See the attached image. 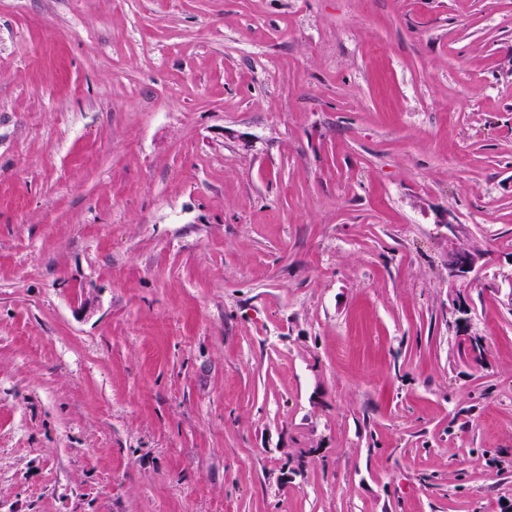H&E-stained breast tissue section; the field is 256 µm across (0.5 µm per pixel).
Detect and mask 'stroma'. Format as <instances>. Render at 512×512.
Returning a JSON list of instances; mask_svg holds the SVG:
<instances>
[{"mask_svg": "<svg viewBox=\"0 0 512 512\" xmlns=\"http://www.w3.org/2000/svg\"><path fill=\"white\" fill-rule=\"evenodd\" d=\"M0 512H512V0H0ZM452 254L453 260L448 265V277L454 280L467 278L482 257L479 251L465 245L456 246Z\"/></svg>", "mask_w": 512, "mask_h": 512, "instance_id": "obj_1", "label": "stroma"}]
</instances>
